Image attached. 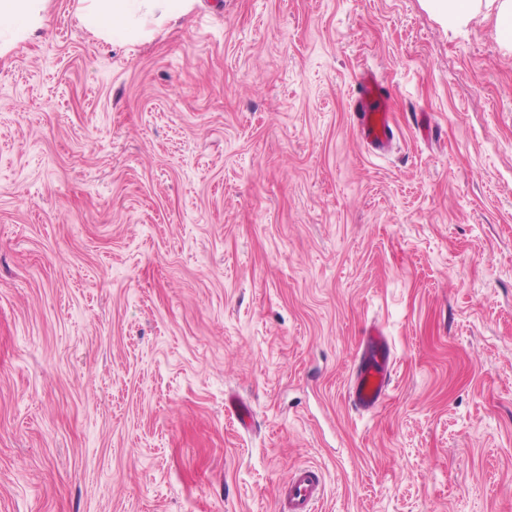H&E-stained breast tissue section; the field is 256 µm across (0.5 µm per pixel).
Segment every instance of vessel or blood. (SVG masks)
<instances>
[{"label":"vessel or blood","instance_id":"b4317fda","mask_svg":"<svg viewBox=\"0 0 512 512\" xmlns=\"http://www.w3.org/2000/svg\"><path fill=\"white\" fill-rule=\"evenodd\" d=\"M389 88L369 67L355 76L353 118L355 129L375 155L390 151L396 141L394 121L389 110ZM395 358L380 324H372L357 351L346 398L353 410L369 413L378 409L393 389ZM324 493V480L315 469L299 467L290 471L279 495V512H316Z\"/></svg>","mask_w":512,"mask_h":512}]
</instances>
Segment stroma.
<instances>
[{
  "label": "stroma",
  "instance_id": "1",
  "mask_svg": "<svg viewBox=\"0 0 512 512\" xmlns=\"http://www.w3.org/2000/svg\"><path fill=\"white\" fill-rule=\"evenodd\" d=\"M0 54V512H512V52L432 0H196ZM398 148L370 155L354 77ZM394 390H345L367 324ZM234 391L251 431L224 408ZM389 94L388 86L373 68H362L356 74L352 100L355 129L373 155L387 153L396 141ZM324 493L322 475L309 467H298L288 474L282 493L279 491V512H316L315 505Z\"/></svg>",
  "mask_w": 512,
  "mask_h": 512
}]
</instances>
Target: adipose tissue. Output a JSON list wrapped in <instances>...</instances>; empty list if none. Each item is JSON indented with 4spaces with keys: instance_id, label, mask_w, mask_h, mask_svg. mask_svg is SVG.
Listing matches in <instances>:
<instances>
[{
    "instance_id": "1",
    "label": "adipose tissue",
    "mask_w": 512,
    "mask_h": 512,
    "mask_svg": "<svg viewBox=\"0 0 512 512\" xmlns=\"http://www.w3.org/2000/svg\"><path fill=\"white\" fill-rule=\"evenodd\" d=\"M450 24L460 26L477 14L494 17L498 40L512 51V0H433ZM46 0H0V36L24 39L44 23ZM189 0H80L77 17L95 34L109 39L123 36L134 13L143 19L167 18L184 10Z\"/></svg>"
}]
</instances>
